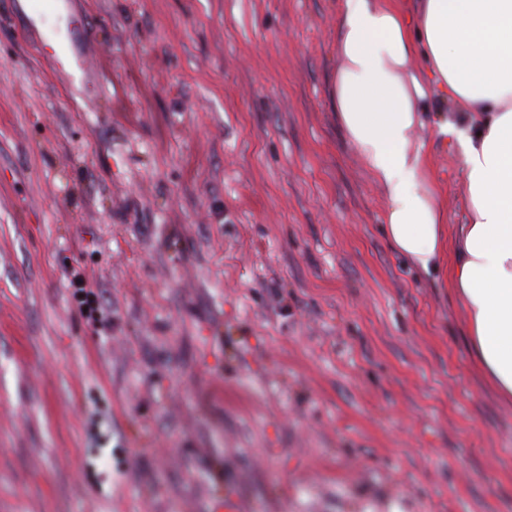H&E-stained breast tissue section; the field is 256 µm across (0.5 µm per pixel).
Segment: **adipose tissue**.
<instances>
[{"label": "adipose tissue", "instance_id": "1", "mask_svg": "<svg viewBox=\"0 0 512 512\" xmlns=\"http://www.w3.org/2000/svg\"><path fill=\"white\" fill-rule=\"evenodd\" d=\"M336 55L331 98L384 192L390 242L422 271L447 267L470 351L512 405V0H342ZM431 95L484 116L474 132L439 126L463 164L467 220L451 230L413 143Z\"/></svg>", "mask_w": 512, "mask_h": 512}]
</instances>
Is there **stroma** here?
I'll list each match as a JSON object with an SVG mask.
<instances>
[{
  "label": "stroma",
  "mask_w": 512,
  "mask_h": 512,
  "mask_svg": "<svg viewBox=\"0 0 512 512\" xmlns=\"http://www.w3.org/2000/svg\"><path fill=\"white\" fill-rule=\"evenodd\" d=\"M71 4L81 85L0 0V512H512V406L337 120L341 0ZM421 120L464 223L481 118ZM70 288H74L73 296L81 311L88 317L94 318L100 311L98 295L89 288L83 276L77 271L71 273Z\"/></svg>",
  "instance_id": "1"
}]
</instances>
